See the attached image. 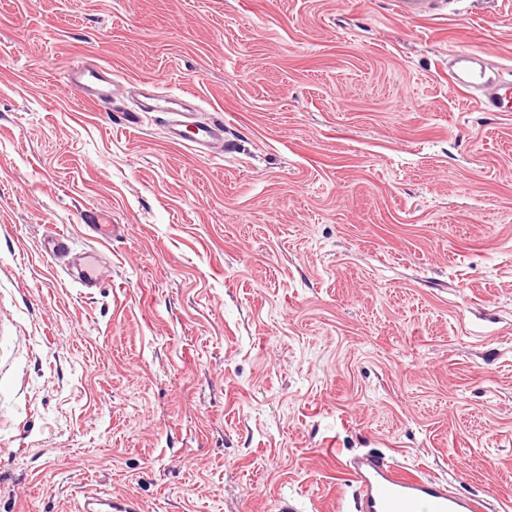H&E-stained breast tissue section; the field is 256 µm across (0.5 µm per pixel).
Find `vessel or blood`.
<instances>
[{
    "label": "vessel or blood",
    "instance_id": "1",
    "mask_svg": "<svg viewBox=\"0 0 512 512\" xmlns=\"http://www.w3.org/2000/svg\"><path fill=\"white\" fill-rule=\"evenodd\" d=\"M446 0H397L401 16H424L439 9ZM448 71L454 85L469 92L480 110L512 112V81L489 74L478 48L461 46L448 55ZM67 86L98 111H111L116 82L107 70L89 61L69 66ZM193 94L182 92L167 96L165 110L170 118L172 142L211 156L223 155L229 147L224 139V122L215 118L195 124L186 131L191 119ZM344 468L358 488L357 512H484L485 502L474 496L458 494L445 479L411 472L383 456L366 453L346 460ZM75 512H138L136 500L115 498L104 492L84 493Z\"/></svg>",
    "mask_w": 512,
    "mask_h": 512
}]
</instances>
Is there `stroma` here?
<instances>
[{
	"mask_svg": "<svg viewBox=\"0 0 512 512\" xmlns=\"http://www.w3.org/2000/svg\"><path fill=\"white\" fill-rule=\"evenodd\" d=\"M394 2L0 0V512H351L367 452L512 512V112L448 75L512 73V0ZM82 59L229 151L97 111ZM397 8L401 16L407 19L431 14L439 9L446 0H397ZM448 72L453 84L468 91L483 112H512V81L490 75L478 48L460 46L452 50ZM195 96L191 93L181 92L177 95H167L163 97L169 104L168 108H160L157 112H165L171 117L169 126V138L173 143L183 144L189 149L206 153L209 156H222L229 147V143L224 141V121L213 118L207 123H198L193 120V113L190 105ZM188 121H186V120ZM190 123L194 127L188 136L184 133ZM69 236L65 233L55 234L48 239L44 246V252L47 257L56 263H64L69 256L71 249L69 245ZM138 503L130 497L112 498L104 492H86L75 512H137Z\"/></svg>",
	"mask_w": 512,
	"mask_h": 512,
	"instance_id": "stroma-1",
	"label": "stroma"
}]
</instances>
